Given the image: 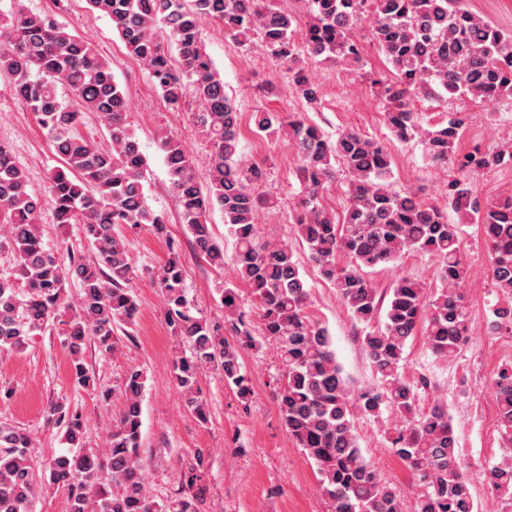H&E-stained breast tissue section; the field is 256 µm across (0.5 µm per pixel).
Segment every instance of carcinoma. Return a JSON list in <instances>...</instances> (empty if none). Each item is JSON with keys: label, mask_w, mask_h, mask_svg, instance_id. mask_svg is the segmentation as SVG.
Listing matches in <instances>:
<instances>
[{"label": "carcinoma", "mask_w": 512, "mask_h": 512, "mask_svg": "<svg viewBox=\"0 0 512 512\" xmlns=\"http://www.w3.org/2000/svg\"><path fill=\"white\" fill-rule=\"evenodd\" d=\"M108 16L129 54L144 67L153 86L176 110L186 86L193 87L199 111L195 125L211 145L208 188L202 189L181 138H160L181 223L192 248L216 268L224 267V247L213 237L207 214L218 209L236 245V266L249 297L262 312L263 336L252 335L248 313L235 287L220 289L224 318L209 319L189 301L180 249L168 239L164 214L149 207L143 184L147 159L128 122L129 100L112 74L109 60L87 40L47 16L20 9L0 38V70L12 77L11 95L38 117L63 167L51 176L48 195L32 196L27 177L10 148L0 142V248L16 258L15 276L0 277V351H22L31 337L54 326L61 312L63 344L71 357L74 383L94 382L84 353L93 346L117 351L115 329L135 322L136 299L127 288L135 266L121 227L148 224L166 239L168 257L157 275L165 317L174 336L189 351L173 359L172 378L182 406L205 424L209 409L198 385L212 369L222 375L242 407L252 386L242 354L273 346L281 374L275 398L282 423L315 466L331 512H403L395 492L381 483L355 433V420L388 409L402 419L389 437L393 453L418 482L413 512H477L471 476L459 459L447 405L436 402L415 412L416 386L402 375L407 341L422 332L433 354L453 357L470 332L464 308L466 271L456 227L436 204L418 191L389 189L392 157L379 142L355 131L325 139L321 129L278 112L253 114L256 127L287 133L305 184L304 213L297 235L305 242L319 277L336 288L351 315L368 331L361 336L382 389L355 387L336 362L326 329L306 312L309 291L301 265L286 243L257 234L255 216L275 202L259 192L260 166L247 165L241 152V117L224 81L201 41L208 19L237 46L261 43L292 73L291 87L305 100L318 89L300 67L293 40L294 16L264 7L262 0H87ZM311 21L304 48L310 59L353 61L360 57L355 29L366 12L374 14L372 41L385 53L393 72L374 80L385 105L391 134L409 142L420 134L411 100L437 99L446 93L488 105L512 99V35L459 7V0H307ZM168 31V43L158 36ZM103 122L108 145L81 132L84 113ZM463 119L427 133L424 144L435 163L451 161L461 177L448 184V205L477 214L494 258L496 288L511 298L493 314L496 325L512 327V196L481 209L468 176L512 164V152L458 155ZM348 173L349 205L341 216L321 200L333 177V162ZM53 210L56 224H77L93 247L95 259H63L46 248L39 214ZM410 252L440 262L439 286L430 291L409 276L395 280L387 306L364 276V269L395 265ZM77 282L78 300L69 301L67 285ZM386 312H381V308ZM497 415L512 444V366L494 382ZM143 371L133 368L118 392L123 405L107 432L104 447H86L87 421L78 408L55 403L49 420L63 431L68 449L38 466L30 455V433L0 422V512H33L43 486L62 490L68 512H205L207 458L203 451L178 469V489L158 501L140 464ZM492 492L512 507V455L485 473Z\"/></svg>", "instance_id": "obj_1"}]
</instances>
